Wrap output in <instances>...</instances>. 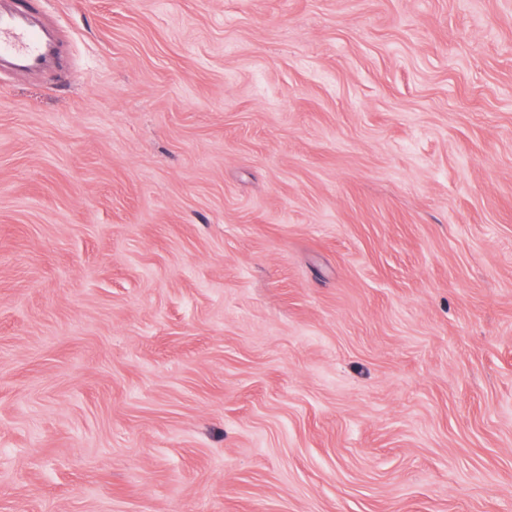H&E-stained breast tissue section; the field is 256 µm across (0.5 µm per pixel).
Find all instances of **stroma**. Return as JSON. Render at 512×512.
Wrapping results in <instances>:
<instances>
[{
  "mask_svg": "<svg viewBox=\"0 0 512 512\" xmlns=\"http://www.w3.org/2000/svg\"><path fill=\"white\" fill-rule=\"evenodd\" d=\"M31 2L0 512H512V0Z\"/></svg>",
  "mask_w": 512,
  "mask_h": 512,
  "instance_id": "stroma-1",
  "label": "stroma"
}]
</instances>
